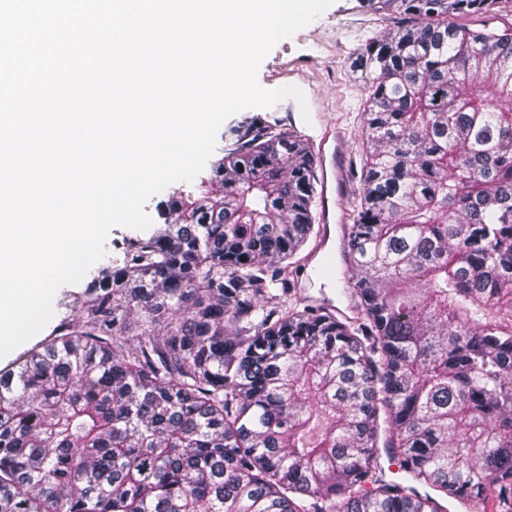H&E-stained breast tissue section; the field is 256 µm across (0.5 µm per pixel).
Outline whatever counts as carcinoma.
<instances>
[{
    "instance_id": "carcinoma-1",
    "label": "carcinoma",
    "mask_w": 512,
    "mask_h": 512,
    "mask_svg": "<svg viewBox=\"0 0 512 512\" xmlns=\"http://www.w3.org/2000/svg\"><path fill=\"white\" fill-rule=\"evenodd\" d=\"M498 2L368 0L353 316L296 287L311 149L235 134L0 369V512H512V28L452 22Z\"/></svg>"
}]
</instances>
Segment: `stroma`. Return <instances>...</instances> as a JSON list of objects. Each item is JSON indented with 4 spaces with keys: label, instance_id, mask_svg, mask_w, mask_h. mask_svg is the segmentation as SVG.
Here are the masks:
<instances>
[{
    "label": "stroma",
    "instance_id": "obj_1",
    "mask_svg": "<svg viewBox=\"0 0 512 512\" xmlns=\"http://www.w3.org/2000/svg\"><path fill=\"white\" fill-rule=\"evenodd\" d=\"M392 24V18L360 8L358 0H334L307 26L276 43L257 73L263 88H300L310 111L329 113L341 126L347 145L345 168L351 173L349 186L355 194L360 183L352 171L361 161L360 131L367 94L365 83L351 67L352 55ZM294 66L300 74L292 78L288 70Z\"/></svg>",
    "mask_w": 512,
    "mask_h": 512
}]
</instances>
